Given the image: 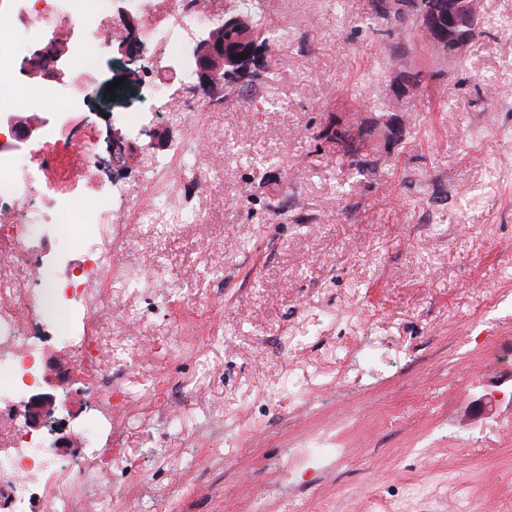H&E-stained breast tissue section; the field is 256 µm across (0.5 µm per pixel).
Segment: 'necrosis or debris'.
Here are the masks:
<instances>
[{
  "label": "necrosis or debris",
  "instance_id": "necrosis-or-debris-1",
  "mask_svg": "<svg viewBox=\"0 0 512 512\" xmlns=\"http://www.w3.org/2000/svg\"><path fill=\"white\" fill-rule=\"evenodd\" d=\"M23 27L0 28V40L11 50L0 53V104L15 103L25 108H41L58 102L53 120L41 134L43 143H65L82 108L88 88L102 59L101 48L118 33L120 20L103 22L99 13L82 7L81 0H11ZM199 19L191 0H168L166 16L147 36L161 41L167 56L179 64L184 80H191L194 68L184 57L181 36L194 33ZM84 29L82 40L69 49V65L74 75L70 85L45 84L38 88L14 81L18 63L29 55L44 32L59 25ZM45 175L33 165L27 153L0 148V210L24 213L25 223L0 224V403L14 401L35 388L42 378L44 361L41 331L50 313L64 310L68 326L55 336L59 348L71 350L83 364L84 389L94 401V412L86 426L85 455L61 460L47 438L23 430L13 414L0 413V512H116L123 494L120 487H103L102 476L111 471L103 462L100 440L112 431L113 399L129 401L128 392L114 383L112 366L126 360L123 342H105L96 321L100 297L120 303L128 286L130 270L122 265L111 242L114 227L128 220L125 210H103L98 200L126 194L120 184L97 189L92 172H84L79 189L51 192V210L43 212L31 202L30 189ZM47 224L58 238L69 239L82 225L96 228L94 237L84 239L86 265L66 283H53L30 252L32 228Z\"/></svg>",
  "mask_w": 512,
  "mask_h": 512
}]
</instances>
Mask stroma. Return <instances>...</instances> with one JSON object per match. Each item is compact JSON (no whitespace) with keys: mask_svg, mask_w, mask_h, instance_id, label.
<instances>
[{"mask_svg":"<svg viewBox=\"0 0 512 512\" xmlns=\"http://www.w3.org/2000/svg\"><path fill=\"white\" fill-rule=\"evenodd\" d=\"M487 2L448 60L410 11L392 30L369 0H259L291 34L268 42L234 101L190 86L223 104L201 130L163 46L135 71L104 47L76 117L97 186L165 203L145 176L178 143L194 163L171 178L195 166L208 180L186 204L191 232L120 228L143 279L123 303L145 317L133 335L119 308L100 318L135 350L116 384L151 385L106 443L134 488L126 512H252L257 497L265 512H512V403L474 406L512 376V30L488 24L512 18V0ZM415 72L420 89L394 96ZM138 108L153 116L135 132ZM378 121L389 136L356 145ZM156 272L171 291L148 290ZM46 355L69 377L68 459L89 404L71 352ZM318 439L346 456L296 480Z\"/></svg>","mask_w":512,"mask_h":512,"instance_id":"35a3bbf8","label":"stroma"}]
</instances>
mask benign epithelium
Here are the masks:
<instances>
[{
  "instance_id": "7a95c632",
  "label": "benign epithelium",
  "mask_w": 512,
  "mask_h": 512,
  "mask_svg": "<svg viewBox=\"0 0 512 512\" xmlns=\"http://www.w3.org/2000/svg\"><path fill=\"white\" fill-rule=\"evenodd\" d=\"M418 18L426 43L437 54L450 60L463 55L477 34L478 12L471 0H441L439 3L424 0ZM124 23L127 37L119 41L118 47L130 59L140 60L143 58V48L136 36L133 20L127 17ZM247 27L245 17L234 15L224 20L219 29L209 30L200 36L193 48V55L201 85L217 86L226 78H243L249 74L250 65L260 56L262 47L254 40ZM232 28L242 31V34L236 43L229 45L220 38V33ZM243 53L247 54V57L239 58ZM3 124L9 127L12 137L10 142L0 139V145L3 147L16 148L18 144L33 137L34 128L20 125L12 117L4 122L0 120V126ZM64 381L65 376L58 374L54 366H49V373L45 378L47 387L32 394L24 405V416L28 426L39 428L54 421L53 392ZM504 395L505 391L501 389L484 392L476 400L478 411L493 409Z\"/></svg>"
}]
</instances>
